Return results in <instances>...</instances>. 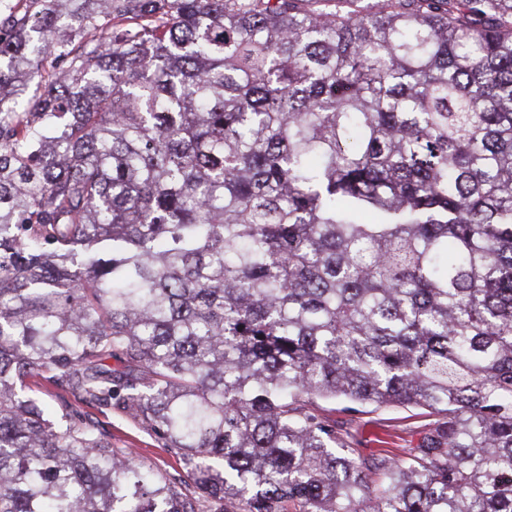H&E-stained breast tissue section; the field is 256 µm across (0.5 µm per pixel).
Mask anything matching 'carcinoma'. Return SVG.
<instances>
[{
  "label": "carcinoma",
  "instance_id": "carcinoma-1",
  "mask_svg": "<svg viewBox=\"0 0 512 512\" xmlns=\"http://www.w3.org/2000/svg\"><path fill=\"white\" fill-rule=\"evenodd\" d=\"M340 2L0 14V512H512V0ZM346 405L337 399L319 400L316 412L347 439L357 459H370L385 448L400 454L404 448H416L438 423V417L420 409L369 406L354 413L346 411ZM95 417L112 431L114 448H132L140 459L159 470L175 476L184 475L182 464L165 448H161L151 432L120 415L112 414V418H106L96 414Z\"/></svg>",
  "mask_w": 512,
  "mask_h": 512
}]
</instances>
